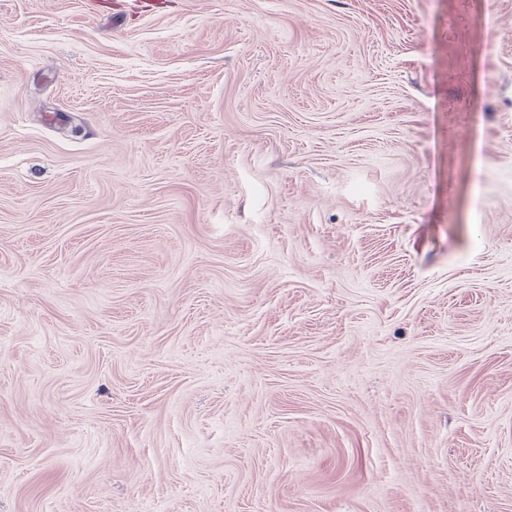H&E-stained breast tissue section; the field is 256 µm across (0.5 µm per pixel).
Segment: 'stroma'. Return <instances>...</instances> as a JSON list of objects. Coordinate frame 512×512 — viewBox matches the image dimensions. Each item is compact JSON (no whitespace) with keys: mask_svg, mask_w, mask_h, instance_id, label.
<instances>
[{"mask_svg":"<svg viewBox=\"0 0 512 512\" xmlns=\"http://www.w3.org/2000/svg\"><path fill=\"white\" fill-rule=\"evenodd\" d=\"M0 0V512H512V0Z\"/></svg>","mask_w":512,"mask_h":512,"instance_id":"1","label":"stroma"}]
</instances>
